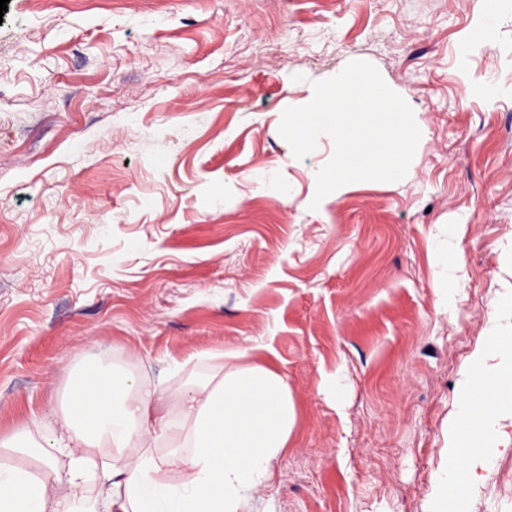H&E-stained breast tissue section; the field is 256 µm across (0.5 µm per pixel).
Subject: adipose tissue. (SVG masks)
<instances>
[{
  "label": "adipose tissue",
  "instance_id": "obj_1",
  "mask_svg": "<svg viewBox=\"0 0 512 512\" xmlns=\"http://www.w3.org/2000/svg\"><path fill=\"white\" fill-rule=\"evenodd\" d=\"M228 357L220 381L176 396L88 366L66 408L39 417L46 443L31 446L25 432L0 439V512H251L253 492L288 446L296 405L285 377L250 348ZM480 392L492 399L483 413ZM458 404L430 512H470L503 409L512 406V337L499 323L473 354ZM161 443L167 451L155 453ZM30 448L37 467L11 464Z\"/></svg>",
  "mask_w": 512,
  "mask_h": 512
}]
</instances>
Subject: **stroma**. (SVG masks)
I'll use <instances>...</instances> for the list:
<instances>
[{"label": "stroma", "instance_id": "obj_1", "mask_svg": "<svg viewBox=\"0 0 512 512\" xmlns=\"http://www.w3.org/2000/svg\"><path fill=\"white\" fill-rule=\"evenodd\" d=\"M9 0L0 16V437L90 363L220 379L252 346L297 426L259 512H429L457 384L512 289V0ZM421 138L310 203L285 108L352 60ZM460 255L449 307L439 244ZM342 390H335V383ZM473 512H512V421Z\"/></svg>", "mask_w": 512, "mask_h": 512}]
</instances>
